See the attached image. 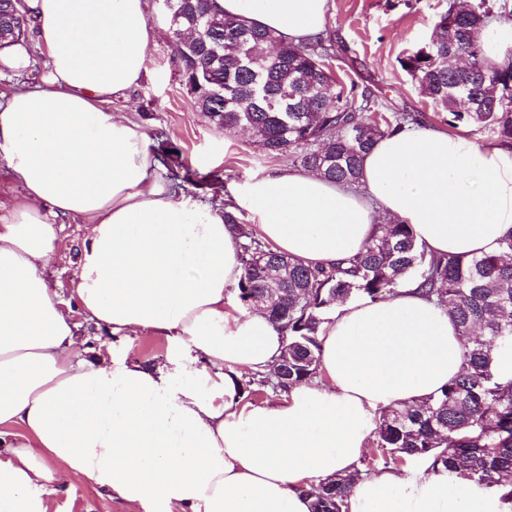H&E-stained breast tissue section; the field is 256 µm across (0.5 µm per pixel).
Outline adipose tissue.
Segmentation results:
<instances>
[{"label":"adipose tissue","mask_w":512,"mask_h":512,"mask_svg":"<svg viewBox=\"0 0 512 512\" xmlns=\"http://www.w3.org/2000/svg\"><path fill=\"white\" fill-rule=\"evenodd\" d=\"M47 70L0 90V512H48L82 484L127 512H312L322 482L356 474L344 512H506L502 488L427 463L359 475L383 410L436 395L463 368L446 307L414 282L339 302L316 379L245 401V374L285 338L262 307L232 300L237 229L177 192L153 138L114 114L148 70L146 0H25ZM293 41L326 28L330 0H218ZM231 211L310 266L356 254L382 220L427 253H500L512 233V146L416 127L365 156L360 188L313 172L252 179ZM87 221L68 293L54 288L62 219ZM165 343L152 362L87 346L75 314Z\"/></svg>","instance_id":"obj_1"}]
</instances>
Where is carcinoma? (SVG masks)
<instances>
[{
	"label": "carcinoma",
	"mask_w": 512,
	"mask_h": 512,
	"mask_svg": "<svg viewBox=\"0 0 512 512\" xmlns=\"http://www.w3.org/2000/svg\"><path fill=\"white\" fill-rule=\"evenodd\" d=\"M171 36L185 83L210 122L249 130L269 155H288L331 183L360 185L362 161L375 144L405 128L410 116L366 117L349 104L355 88L333 76L332 45L288 42L274 31L224 14L217 0H170ZM494 18L511 20L508 3L494 13L489 0H450L426 46L402 68L432 101L458 122L512 144V52L488 66L476 32ZM28 18L0 0V48L25 36ZM240 243L244 274L238 298L261 301L285 336L288 370L277 363L267 380L287 389L317 376L321 324L336 302L373 301L418 281L426 299L448 308L465 338L464 366L440 394L386 410L373 431L378 455L367 473L410 461H429L486 487L512 476V233L498 255L427 254L411 225L379 224L348 266L311 267L246 234ZM265 256L258 262L256 254ZM357 475L321 485L314 512H343Z\"/></svg>",
	"instance_id": "obj_1"
}]
</instances>
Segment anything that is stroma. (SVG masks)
Listing matches in <instances>:
<instances>
[{
	"mask_svg": "<svg viewBox=\"0 0 512 512\" xmlns=\"http://www.w3.org/2000/svg\"><path fill=\"white\" fill-rule=\"evenodd\" d=\"M328 30L336 42L332 70L357 91L370 96L371 109L386 117L410 114L416 125L447 129L449 116L434 105L400 65L401 59L424 46L448 0H331ZM146 17L160 31L149 48V72L139 86L115 99L111 109L140 124L158 143L173 148L176 159L198 175L214 174V181L189 187V194L216 207L232 201L245 182L296 165L285 156L266 155L244 131L225 132L199 112L182 82L174 47L169 39L168 15L162 0H147ZM49 275L59 288H68L86 232L82 219L67 218ZM90 346L106 345L114 354L135 353L152 361L162 349L150 334L126 339L104 329L82 325ZM49 512H126L123 503L87 486L61 492Z\"/></svg>",
	"mask_w": 512,
	"mask_h": 512,
	"instance_id": "obj_1",
	"label": "stroma"
}]
</instances>
